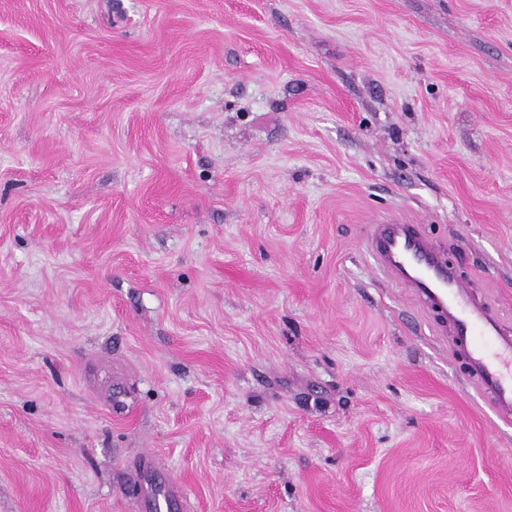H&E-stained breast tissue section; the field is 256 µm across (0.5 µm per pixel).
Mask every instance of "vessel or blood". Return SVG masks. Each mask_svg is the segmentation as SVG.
<instances>
[{
  "mask_svg": "<svg viewBox=\"0 0 512 512\" xmlns=\"http://www.w3.org/2000/svg\"><path fill=\"white\" fill-rule=\"evenodd\" d=\"M371 248L378 264L418 301L440 310L436 333L452 335L466 349L471 377L496 416L512 422V328L455 275L443 252L415 225L394 219L374 225Z\"/></svg>",
  "mask_w": 512,
  "mask_h": 512,
  "instance_id": "obj_1",
  "label": "vessel or blood"
}]
</instances>
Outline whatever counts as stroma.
Returning a JSON list of instances; mask_svg holds the SVG:
<instances>
[{
	"instance_id": "1",
	"label": "stroma",
	"mask_w": 512,
	"mask_h": 512,
	"mask_svg": "<svg viewBox=\"0 0 512 512\" xmlns=\"http://www.w3.org/2000/svg\"><path fill=\"white\" fill-rule=\"evenodd\" d=\"M385 216L512 327V0H0V512H512Z\"/></svg>"
}]
</instances>
